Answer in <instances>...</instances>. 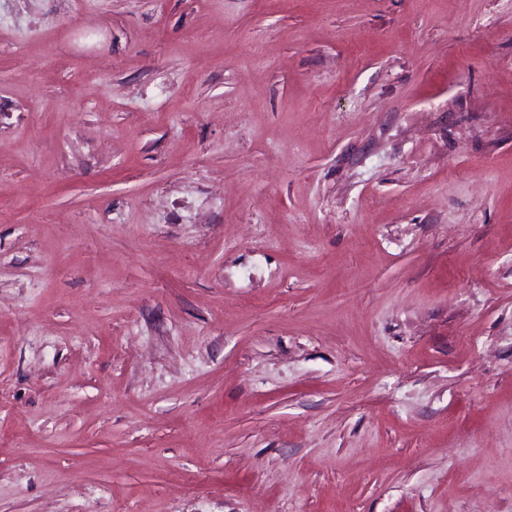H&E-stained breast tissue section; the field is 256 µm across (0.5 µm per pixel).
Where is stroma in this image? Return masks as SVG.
Wrapping results in <instances>:
<instances>
[{"instance_id": "1", "label": "stroma", "mask_w": 512, "mask_h": 512, "mask_svg": "<svg viewBox=\"0 0 512 512\" xmlns=\"http://www.w3.org/2000/svg\"><path fill=\"white\" fill-rule=\"evenodd\" d=\"M0 512H512V0H0Z\"/></svg>"}]
</instances>
